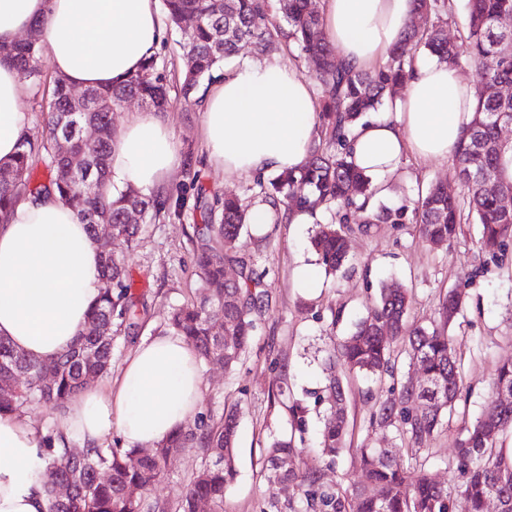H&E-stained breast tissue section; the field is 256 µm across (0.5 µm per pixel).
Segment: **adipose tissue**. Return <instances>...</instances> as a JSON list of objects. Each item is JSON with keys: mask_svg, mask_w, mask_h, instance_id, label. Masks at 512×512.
I'll return each instance as SVG.
<instances>
[{"mask_svg": "<svg viewBox=\"0 0 512 512\" xmlns=\"http://www.w3.org/2000/svg\"><path fill=\"white\" fill-rule=\"evenodd\" d=\"M414 16L413 0H322L325 35L340 60L370 70L384 62ZM55 74L79 88H109L134 74L157 49L156 0H0V43L34 20ZM23 84L0 61V160H10L25 132ZM475 90L457 69L416 58L407 91L391 116L361 120L349 136L351 160L366 174L394 173L406 155L448 158L472 115ZM210 156L229 176H255L305 163L316 134L310 82L270 60L224 64L203 102ZM178 164L168 127L152 111L132 116L112 144L113 180L148 191ZM101 249L58 196L24 198L0 224V337L33 358L70 349L101 293ZM201 363L182 337L139 344L118 377L84 387L57 428L80 445L119 434L126 447L156 445L199 411ZM39 432L31 420L0 415V512H49L36 473Z\"/></svg>", "mask_w": 512, "mask_h": 512, "instance_id": "1", "label": "adipose tissue"}]
</instances>
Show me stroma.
Wrapping results in <instances>:
<instances>
[{"mask_svg":"<svg viewBox=\"0 0 512 512\" xmlns=\"http://www.w3.org/2000/svg\"><path fill=\"white\" fill-rule=\"evenodd\" d=\"M163 120L172 132L179 164L158 191L183 189L188 202L179 216L143 222L136 245L120 239L112 243L113 254L124 260L146 304L136 340L119 332L112 335L116 369L135 342L164 333L171 308L190 299L200 284L193 264L194 228L201 221L193 204L198 188H205L210 201L253 195L254 178L227 176L210 158L200 107L175 98ZM448 165L445 159L424 162L406 156L395 173L385 176L388 193L380 204L413 205L438 180L447 183L450 194L462 195L461 186L448 176ZM328 219L322 213L312 224H272L260 235L248 227L241 234L238 254L261 273L271 301L256 318L257 330L243 364L230 372L218 365L202 369L201 412L218 416L231 405L239 411L237 476L224 495V512H262L271 495L283 502L297 498L294 485L271 488L264 480L265 449L276 438L294 437L300 450L296 466L318 473L323 486L362 484L354 451L383 444L382 430L370 420L382 387L361 378L354 382L347 448L332 463L318 448L326 405L315 400L314 393L324 385L327 349L350 336L383 284L407 288L410 318L424 325L436 317L448 291L457 288L465 294L463 310L448 334L462 360L466 400L422 452L436 482L452 485L460 428L474 421L490 400L496 367L512 362V245L494 257L482 253L478 226L470 220L463 221L453 241L439 245L425 242L418 225L411 223L376 224L362 233L355 229L362 220L356 212L351 217L354 229L346 234V264L336 273H322L321 289L307 295L293 288L292 270L302 260L316 263L310 238ZM296 400L306 408L299 427L289 412Z\"/></svg>","mask_w":512,"mask_h":512,"instance_id":"35a3bbf8","label":"stroma"}]
</instances>
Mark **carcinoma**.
<instances>
[{
	"instance_id": "1",
	"label": "carcinoma",
	"mask_w": 512,
	"mask_h": 512,
	"mask_svg": "<svg viewBox=\"0 0 512 512\" xmlns=\"http://www.w3.org/2000/svg\"><path fill=\"white\" fill-rule=\"evenodd\" d=\"M414 2L425 26L410 28L378 68L357 70L337 57L312 0H163L167 24L182 40L179 95L186 101L200 104L205 84L218 80L224 60L244 45L264 55L282 41L292 42L311 65L320 106L310 155L294 172L268 180L257 177L256 186L261 201L277 212L295 205L334 214V222L319 226L311 238L319 263L329 273L347 261L340 225L349 223L354 211L366 213L361 224L365 229L372 224L415 223L429 243L454 239L466 211L481 226L483 252L494 256L512 243V209L502 205L503 199L512 198V142L500 136V128L512 120V97L499 92L512 86V32L497 25L501 15L512 13V0H465L466 37L460 44L448 39L447 33L453 0ZM270 15L274 16L271 26H260L259 21ZM191 16L198 23L187 32L182 23ZM41 32L42 23L32 24L29 39L11 44L10 51L0 56L34 87L41 84L36 66ZM420 51L440 62L462 58L482 77L484 92L476 98L472 117L449 159L448 175L460 182L463 195L451 196L448 187L434 183L411 207L370 209L373 180L348 160V135L363 117L380 111L399 92ZM87 92L90 99H76L66 79H54L42 137L21 139L14 157L0 163V223L20 197L56 192L91 232H96L97 224H110L113 236L132 245L140 225L126 223L130 206H140L141 214L152 219L162 213L179 214L186 198L178 189L148 196L128 184L114 183L109 171L112 111H95L89 102L118 104L136 97L163 113L171 103L166 78L153 54L123 84ZM88 123L99 132L91 145L79 135V126ZM60 138L70 139L73 150L86 158L87 182L75 183L66 170L57 154ZM40 164L47 170L44 178L36 173ZM487 182L496 186V193L485 190ZM196 203L203 221L196 226L194 253L201 287L193 299L170 312L166 326L194 347L201 362L222 364L230 371L249 350L256 328L253 315L269 304V295L261 276L237 256L248 206L230 195L215 198L211 206L198 195ZM228 264L240 268L237 279H224ZM101 280L102 291L88 323L62 356L34 360L0 337V414L23 413L40 405L60 416L88 380L110 372L112 339L97 338V329L103 322H113L127 336L137 334L140 301L124 263L110 251L101 255ZM410 304L407 289L382 285L352 335L329 349L322 387L329 409L322 417L320 448L330 461L345 448L348 429L350 389L341 376L343 370L393 380L401 352L419 365L421 384L414 387L408 379L391 384L372 414L380 427L395 430L416 452L448 423L461 398L459 360L448 340V328L463 308L462 291L448 292L439 320L429 326L409 320ZM220 320L224 321L221 333L215 331ZM492 393L481 415L461 428L453 489L434 483L419 458L406 465L404 448L390 447L357 449L369 488L338 483L328 492L314 474L291 466L297 453L294 439L281 438L266 450L264 477L270 485L293 483L301 495L286 507L270 497L262 512H485L491 496L497 498L499 512H512V451L503 450L502 440L512 433V362L497 367ZM236 438L233 409L218 418L199 415L147 454L138 448L94 446L74 456L70 442L53 427L40 437L44 453L38 477L50 501L49 512H197L202 501L210 512H224L225 491L237 474ZM190 452L195 453L196 463L181 496L170 500L153 495L171 459ZM63 484L72 489L60 498L58 488Z\"/></svg>"
}]
</instances>
